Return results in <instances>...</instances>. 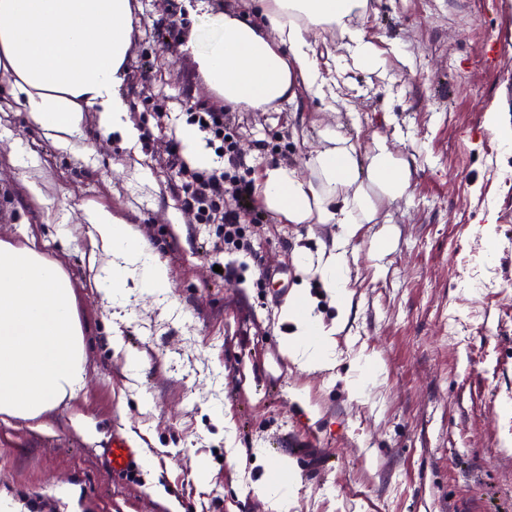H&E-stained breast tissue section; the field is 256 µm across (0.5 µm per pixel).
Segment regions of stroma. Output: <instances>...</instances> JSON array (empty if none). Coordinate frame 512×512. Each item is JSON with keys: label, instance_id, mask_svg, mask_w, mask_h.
Wrapping results in <instances>:
<instances>
[{"label": "stroma", "instance_id": "obj_1", "mask_svg": "<svg viewBox=\"0 0 512 512\" xmlns=\"http://www.w3.org/2000/svg\"><path fill=\"white\" fill-rule=\"evenodd\" d=\"M186 3L135 0L126 96L149 143L102 136L90 112L87 153L0 97V238L36 243L62 265L90 377L42 429L0 419V493L27 512H173L185 500L195 512H512V308L496 299L512 288V149L484 125L493 98L512 103V0H368L355 24L384 50L383 71L345 68L344 38L321 30L311 41L336 106L303 95L237 111L240 146L261 168L282 162L311 177L327 126L362 149L381 136L414 156L408 195L377 197L379 223L345 246L344 315L312 286L335 224L265 213L251 245L258 265L287 267L286 285L257 287L256 267L240 283L210 280L226 256L202 249L212 232L179 209L167 158L186 109L221 104L191 56L159 47L167 26L191 27ZM149 100L165 102V125ZM15 138L44 200L11 164ZM88 201L137 227L167 266L165 297L132 285L122 304L101 300L80 212ZM378 234L390 240L382 254ZM474 276L488 284L483 296L467 286ZM298 294L331 333V368L307 369L283 348L286 300ZM368 361L378 370L355 394ZM118 433L141 444L140 475L109 466L103 450ZM279 464L295 483L284 508L258 487Z\"/></svg>", "mask_w": 512, "mask_h": 512}]
</instances>
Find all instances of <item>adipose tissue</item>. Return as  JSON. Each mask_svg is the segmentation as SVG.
I'll use <instances>...</instances> for the list:
<instances>
[{
    "instance_id": "1",
    "label": "adipose tissue",
    "mask_w": 512,
    "mask_h": 512,
    "mask_svg": "<svg viewBox=\"0 0 512 512\" xmlns=\"http://www.w3.org/2000/svg\"><path fill=\"white\" fill-rule=\"evenodd\" d=\"M367 0H260L261 23L201 0L183 51L196 60L210 90L236 109L267 110L296 101L299 93L323 99L328 84L315 59L311 32L336 29L346 40L354 68L375 71L383 52L355 28ZM132 0H0V87L20 104L29 122L61 143L78 136L86 113L100 115L104 134L135 138L123 93L133 43ZM304 178L289 165L267 166L256 187L263 206L291 224H336L342 239L378 221L374 194L396 199L412 184L410 159L386 138L371 149L327 127ZM91 263L105 299L116 301L128 282L150 293L169 288L165 265L139 231L103 208L87 206ZM321 276L339 310H346L348 267L332 248ZM293 331L285 340L291 357L307 367L333 365L331 340L312 317L304 296L289 301ZM84 343L70 282L62 267L36 246L0 241V417L41 429L43 416L87 385Z\"/></svg>"
}]
</instances>
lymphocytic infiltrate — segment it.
Returning a JSON list of instances; mask_svg holds the SVG:
<instances>
[{
    "label": "lymphocytic infiltrate",
    "mask_w": 512,
    "mask_h": 512,
    "mask_svg": "<svg viewBox=\"0 0 512 512\" xmlns=\"http://www.w3.org/2000/svg\"><path fill=\"white\" fill-rule=\"evenodd\" d=\"M235 122L234 113L211 107L194 108L187 114V125L197 127L208 144L220 150L223 167H192L175 141L168 152L169 163L177 174L172 190L182 210L193 223L213 229V247L225 253L244 248L251 223L262 218L254 168L240 152Z\"/></svg>",
    "instance_id": "1"
}]
</instances>
